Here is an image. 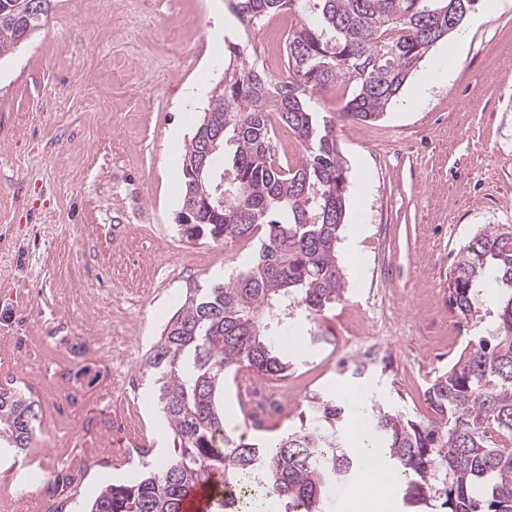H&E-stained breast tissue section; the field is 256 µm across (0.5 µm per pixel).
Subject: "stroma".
I'll return each instance as SVG.
<instances>
[{
	"label": "stroma",
	"mask_w": 512,
	"mask_h": 512,
	"mask_svg": "<svg viewBox=\"0 0 512 512\" xmlns=\"http://www.w3.org/2000/svg\"><path fill=\"white\" fill-rule=\"evenodd\" d=\"M213 2L53 0L41 29L0 59V371L39 406L29 448L0 453V512H20L45 484L56 512H83L101 487L146 474L123 448L173 451L140 367L187 285L238 271L256 248L178 232L189 141L169 132L195 131L208 102L187 108L179 95L212 88L224 70ZM461 29L432 50L454 80L419 106L402 100L420 68L375 121L339 117V91L316 95L347 161V224L364 227L339 253L359 273L317 320L294 316L295 333L330 341L291 352L286 391L258 421L226 381L224 417L246 436L287 434L313 397L352 388L368 404L429 415L430 380L492 326L493 301L479 320L451 307L448 274L482 227L512 224V7ZM377 292L387 330L362 338L377 359L360 368L332 339ZM100 447L117 454L70 485L67 461ZM35 460L40 485L28 480Z\"/></svg>",
	"instance_id": "1"
}]
</instances>
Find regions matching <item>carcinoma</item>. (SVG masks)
<instances>
[{
	"label": "carcinoma",
	"instance_id": "cac0c4a2",
	"mask_svg": "<svg viewBox=\"0 0 512 512\" xmlns=\"http://www.w3.org/2000/svg\"><path fill=\"white\" fill-rule=\"evenodd\" d=\"M17 0H0V57L36 31L52 0H37L40 18L22 15ZM479 0H229L241 26L259 29L292 18L286 76L273 83L247 63L240 45L227 46L224 88L209 104L182 157V207L196 218L179 224L190 241L233 243L257 238V256L226 281L186 288L147 356L143 371L173 436L174 454L149 464L139 482L108 484L87 512H185L189 490L224 476L225 495L251 490L286 512H321L323 495L359 466L343 426V398H313L298 430L247 442L224 428L225 381L247 367L286 378L283 343L288 318L317 319L346 291L337 246L346 216L347 167L334 125L312 93L346 92L340 116L377 120L437 43L448 38ZM222 132L201 181L190 164L201 158L206 118ZM290 130L299 160L277 156L275 131ZM450 303L464 317L493 295L496 323L473 340L428 389L432 417L365 410L378 447L406 478L404 501L432 512H512V225L489 224L458 255L450 271ZM24 394L0 388V440L29 447L38 413Z\"/></svg>",
	"mask_w": 512,
	"mask_h": 512
}]
</instances>
